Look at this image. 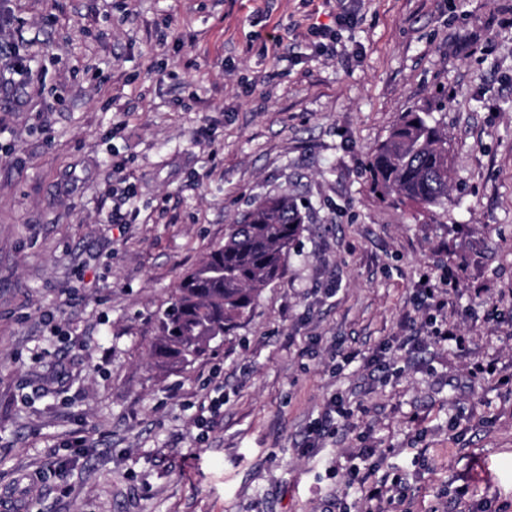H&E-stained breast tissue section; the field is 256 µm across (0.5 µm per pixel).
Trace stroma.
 I'll use <instances>...</instances> for the list:
<instances>
[{
    "label": "stroma",
    "instance_id": "obj_1",
    "mask_svg": "<svg viewBox=\"0 0 512 512\" xmlns=\"http://www.w3.org/2000/svg\"><path fill=\"white\" fill-rule=\"evenodd\" d=\"M0 39L45 85L0 66V499L37 472L28 512H368L373 462L389 512H512V394L471 374L512 370V0H0ZM419 108L442 207L371 187ZM277 194L309 203L280 278L156 365L155 313ZM333 397L345 430L305 449ZM0 55L5 56V60L9 61L10 69L13 75L19 77L23 81L26 88H30L36 94H42V87L40 81L34 73L32 63L34 60L27 54H21L20 50L16 49L14 45L8 43L0 45ZM360 471V469H359ZM359 471L356 474L359 479V484L362 485L366 489L365 500L376 503V509L373 510L375 512H386L388 510L385 509L384 504L390 503L392 498L389 494L393 492V490L401 489V482H392L389 486L386 482H369L370 478L373 476L374 468H368L366 472L363 473L361 477H359ZM365 484H368L365 487Z\"/></svg>",
    "mask_w": 512,
    "mask_h": 512
}]
</instances>
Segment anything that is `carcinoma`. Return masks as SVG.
<instances>
[{"label":"carcinoma","instance_id":"carcinoma-1","mask_svg":"<svg viewBox=\"0 0 512 512\" xmlns=\"http://www.w3.org/2000/svg\"><path fill=\"white\" fill-rule=\"evenodd\" d=\"M369 171L384 196L424 208L447 204L448 139L433 113H403L372 153ZM304 209L286 195L265 197L243 223L230 226L224 245L184 274L169 306L155 315L151 355L157 363L193 361L253 313L259 293L279 278L299 240Z\"/></svg>","mask_w":512,"mask_h":512}]
</instances>
